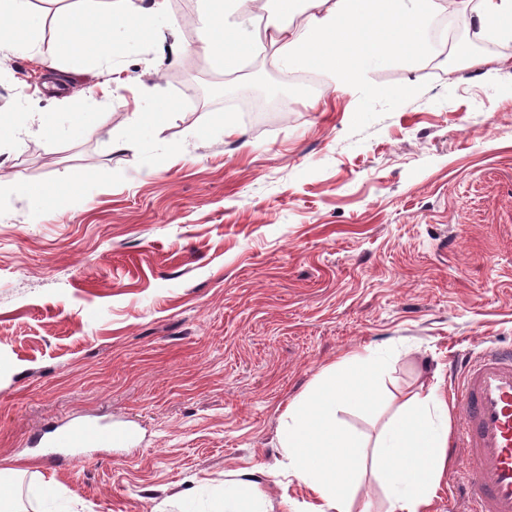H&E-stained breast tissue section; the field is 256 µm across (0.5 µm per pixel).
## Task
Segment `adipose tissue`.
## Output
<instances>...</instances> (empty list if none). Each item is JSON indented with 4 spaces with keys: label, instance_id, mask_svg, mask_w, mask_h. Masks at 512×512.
Listing matches in <instances>:
<instances>
[{
    "label": "adipose tissue",
    "instance_id": "adipose-tissue-1",
    "mask_svg": "<svg viewBox=\"0 0 512 512\" xmlns=\"http://www.w3.org/2000/svg\"><path fill=\"white\" fill-rule=\"evenodd\" d=\"M168 2L71 0L57 20L61 43L74 57L111 63L114 27L134 39L157 34ZM205 2L202 49L227 75L267 47L280 68L325 70L335 90L345 91L368 70L414 60L425 45L421 0ZM458 4L472 13L478 35L512 40V0ZM40 25L30 0H0V58L30 47ZM382 398L376 368L354 354L326 368L282 413L279 443L293 475L312 494L308 512H351V490L366 467L389 493L388 512H426L446 466L448 431L438 418L447 406L435 388L415 393L371 444L337 422L338 407L368 411Z\"/></svg>",
    "mask_w": 512,
    "mask_h": 512
}]
</instances>
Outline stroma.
<instances>
[{"mask_svg":"<svg viewBox=\"0 0 512 512\" xmlns=\"http://www.w3.org/2000/svg\"><path fill=\"white\" fill-rule=\"evenodd\" d=\"M36 48L0 62V111L21 116L0 172L33 186L75 175L80 195L33 211L0 183V489L13 512H306L287 474L280 417L320 372L371 355L387 399L337 420L366 439L405 396L437 387L458 407L456 362L512 345V41L477 35L374 69L368 85L319 94L269 58L256 77L287 83L251 122L236 79L199 50L201 0H170L184 51L127 41L111 66L52 69L56 0ZM206 89L201 102L184 87ZM79 140L43 135L88 94ZM178 113L130 136L157 99ZM106 169L110 178L96 179ZM111 417L128 448L52 465L37 428ZM465 449L449 452L428 512H463Z\"/></svg>","mask_w":512,"mask_h":512,"instance_id":"1","label":"stroma"}]
</instances>
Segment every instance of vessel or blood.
I'll return each mask as SVG.
<instances>
[{
    "label": "vessel or blood",
    "mask_w": 512,
    "mask_h": 512,
    "mask_svg": "<svg viewBox=\"0 0 512 512\" xmlns=\"http://www.w3.org/2000/svg\"><path fill=\"white\" fill-rule=\"evenodd\" d=\"M463 414L457 441L473 467L470 512H512V346H493L459 364ZM108 421L78 420L36 435L35 448H108L133 440Z\"/></svg>",
    "instance_id": "1"
}]
</instances>
